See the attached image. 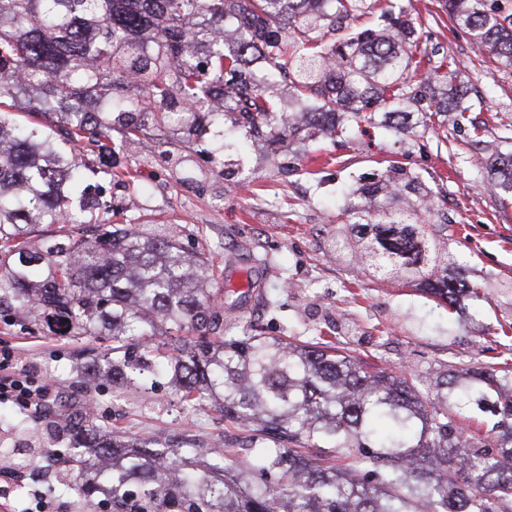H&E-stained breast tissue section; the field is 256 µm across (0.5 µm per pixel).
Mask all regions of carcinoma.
Segmentation results:
<instances>
[{"label":"carcinoma","instance_id":"carcinoma-1","mask_svg":"<svg viewBox=\"0 0 512 512\" xmlns=\"http://www.w3.org/2000/svg\"><path fill=\"white\" fill-rule=\"evenodd\" d=\"M381 0H0V306L36 311L85 345L81 380L121 388L155 370L187 409L207 400L245 436L205 447L189 429L164 439L112 438L84 406L66 416L69 486L111 483L112 512H512V370L471 368L423 398L411 372L346 354L314 331L298 344L244 327L224 335L214 264L172 230L100 224L75 146L112 175V130L148 124L186 144L215 124L282 148L383 113L396 133L461 125L475 105L458 71L432 66L422 28ZM474 44L512 66V10L499 0H440ZM231 22L234 38L220 39ZM263 64L262 76H249ZM19 110L35 119L23 125ZM493 185L512 192V151L490 153ZM430 188L389 163L341 210L336 248L369 246L371 273L428 285L455 307L480 291L442 248L448 215ZM97 224L90 239L31 244L35 226ZM497 417L496 439L454 420ZM0 454L32 464L0 437Z\"/></svg>","mask_w":512,"mask_h":512}]
</instances>
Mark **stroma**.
Listing matches in <instances>:
<instances>
[{"instance_id":"35a3bbf8","label":"stroma","mask_w":512,"mask_h":512,"mask_svg":"<svg viewBox=\"0 0 512 512\" xmlns=\"http://www.w3.org/2000/svg\"><path fill=\"white\" fill-rule=\"evenodd\" d=\"M396 2L423 25L428 46L438 48L434 64L459 70L470 99L485 98L484 110L472 114L478 136L491 144L512 138V67L489 59L466 31L453 28L438 0ZM474 136L468 126L401 137L366 126L339 141L319 139L305 153L275 152L256 138L243 154L215 157L185 147L173 128L151 126L119 148L111 175L96 173L86 145L76 154L98 188L100 223L176 229L185 246L209 253L224 274L242 272L259 285L252 300L225 312V335L252 324L261 335L297 343L326 325L352 355L413 372L420 392L432 396L437 382L460 369L512 368V305L498 292L500 284L512 283V198L492 190L486 153ZM183 151L188 162L168 161V153ZM388 160L438 192L448 211L445 242L482 289L481 299L451 309L414 284L377 281L361 263L333 253L346 191ZM0 340L52 392L40 414L0 400L1 435L20 424L49 437L52 446L37 465L0 476V512H35L43 499L50 512H112L100 497H77L55 479L70 448L50 424L67 403L95 401L97 417L128 436L168 435L188 426L227 446L239 435L209 406L185 410L164 376L146 391L132 386L118 392L101 379L74 393L75 344L30 314L0 313Z\"/></svg>"}]
</instances>
